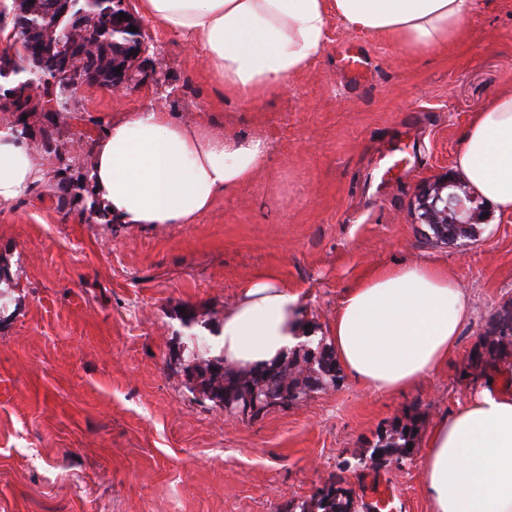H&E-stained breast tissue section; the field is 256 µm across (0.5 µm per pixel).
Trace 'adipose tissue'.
Returning <instances> with one entry per match:
<instances>
[{"label":"adipose tissue","instance_id":"adipose-tissue-1","mask_svg":"<svg viewBox=\"0 0 512 512\" xmlns=\"http://www.w3.org/2000/svg\"><path fill=\"white\" fill-rule=\"evenodd\" d=\"M478 0H137L152 30L202 57L212 81L252 105L291 85L326 48L332 21L420 54L460 42ZM265 142L221 136L206 121L155 108L112 121L90 179L113 223L193 224L225 191L248 181ZM453 168L467 190L512 215V87L469 121ZM30 149L0 128V203L33 187ZM473 313L469 295L436 264L383 269L351 288L329 327L339 366L378 394H396L456 354ZM309 331L299 296L276 274L247 280L210 351L240 370L284 360ZM431 512H512V389L475 388L432 426L423 460Z\"/></svg>","mask_w":512,"mask_h":512}]
</instances>
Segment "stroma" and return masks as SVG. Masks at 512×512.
I'll return each mask as SVG.
<instances>
[{"label":"stroma","instance_id":"obj_1","mask_svg":"<svg viewBox=\"0 0 512 512\" xmlns=\"http://www.w3.org/2000/svg\"><path fill=\"white\" fill-rule=\"evenodd\" d=\"M148 43L162 88L87 87L70 111L41 102L26 120L40 180L0 204V512H288L334 482L358 507L383 498L384 512H430L422 463L436 417L474 386L512 384V356L480 375L468 368L512 306V215L478 203L471 240L453 246L416 223L414 204L425 181L451 171L473 113L512 84V0H480L463 41L428 55L332 23L291 90L252 106L173 38ZM350 46L367 63L359 83L343 68ZM152 108L263 138L266 161L197 223H98L75 200L93 190L73 144ZM426 260L474 306L438 373L384 395L341 371L254 419L203 394L188 338L209 337L251 277L277 274L324 333L347 290ZM408 415L411 459L357 467Z\"/></svg>","mask_w":512,"mask_h":512}]
</instances>
